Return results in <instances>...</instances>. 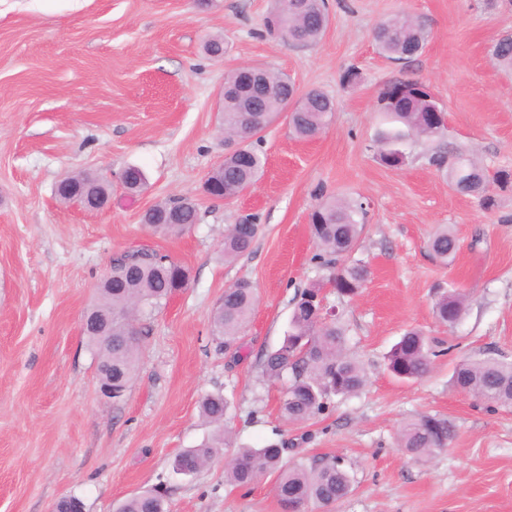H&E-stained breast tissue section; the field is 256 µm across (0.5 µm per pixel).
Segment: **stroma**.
<instances>
[{
    "label": "stroma",
    "instance_id": "obj_1",
    "mask_svg": "<svg viewBox=\"0 0 512 512\" xmlns=\"http://www.w3.org/2000/svg\"><path fill=\"white\" fill-rule=\"evenodd\" d=\"M330 20L313 45L285 41L265 20L272 0H0V512H50L65 495L86 512H114L155 486L170 512H281L275 477L248 487L224 479L222 452L198 474L172 462L218 433L201 414L210 394L231 402L239 446L290 443L288 461L340 455L354 490L324 512H512V406L457 390L455 364L491 355L512 361V189L486 210L448 186L429 164L438 149L474 156L489 171L512 170V74L490 49L512 32V0H328ZM398 13L428 32L407 65L380 53L375 25ZM221 36L222 61L205 55ZM242 64L284 73L299 91L318 88L336 111L314 138L286 120L257 142L264 172L231 201L203 184L228 149L219 110L224 75ZM359 73L347 85V68ZM425 84L447 115L441 141L414 137L408 163L376 158L381 91ZM148 187L128 193L127 166ZM104 176L108 209L62 202L57 183ZM368 205L358 258L371 275L339 298L314 259L309 217L320 196ZM191 198L199 221L182 234L154 232L143 212ZM254 216L249 253L225 261L226 225ZM449 227L458 249L436 260L428 241ZM147 246L189 272V285L146 322L139 370L125 396L101 395L96 361L81 334L97 282L115 254ZM252 283L256 304L238 349L213 332L226 288ZM322 284L362 363L365 387L301 424L279 412L283 383L262 372L263 355L288 329L293 301ZM455 289L465 311L452 327L433 314L437 292ZM415 327L442 349L423 378L400 382L384 356ZM448 420L447 448L414 457L398 448L402 424Z\"/></svg>",
    "mask_w": 512,
    "mask_h": 512
}]
</instances>
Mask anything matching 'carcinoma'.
<instances>
[{
    "label": "carcinoma",
    "mask_w": 512,
    "mask_h": 512,
    "mask_svg": "<svg viewBox=\"0 0 512 512\" xmlns=\"http://www.w3.org/2000/svg\"><path fill=\"white\" fill-rule=\"evenodd\" d=\"M275 7L266 18L269 31L298 44L318 42L328 25L325 0H274ZM373 37L381 51L392 61L409 63L423 50L427 34L417 18L399 13L375 26ZM493 65L512 72V34H503L492 48ZM239 70L224 78V133L246 142L274 122L288 106L293 111L288 126L293 135L308 139L321 131L332 119L335 102L325 92L311 89L298 92L288 77L267 69L255 71L252 87L244 92L236 89ZM405 91L380 106L387 128L379 133L378 161L398 169L407 158L408 137L417 135L429 140L444 137L446 127L433 109L435 102L426 87L413 80L401 82ZM430 163L446 171L448 184L456 192L471 195L489 210L496 205L489 184L504 189L512 185V172L499 170L489 177L486 169L464 153L439 151ZM264 166L263 158L249 145L240 152L224 153V161L215 167L207 182L216 187L219 196L231 200L254 184ZM122 182L134 194L146 186L144 172L131 166L124 170ZM60 200L71 202L79 197L85 207L94 210L111 197L108 186L87 173L66 178L58 186ZM367 204L359 199L329 198L319 203L311 214V232L319 253L316 258L328 269V282L339 296H350L362 289L369 270L366 263L354 257L363 230ZM198 220V204L188 198H172L159 202L141 216L142 223L165 233H181ZM259 225L249 217L231 224L224 232V258L232 260L249 252L258 235ZM433 254L448 260L457 249L453 233L443 228L430 241ZM189 284L188 271L168 256L140 248L113 259L112 285L96 289V301L90 308L112 311V321L99 323L86 336L93 351L100 380L112 381V389L125 391L139 362L143 336L135 323L139 318L160 308L176 290ZM320 290L302 291L294 302L289 330L276 349L264 354L263 373L272 380L288 378L281 403L283 417L291 423H304L324 413L335 397H348L366 384L364 367L346 351V330L338 318L319 307ZM256 302L254 288L244 280L224 290L213 317L216 334L224 344L234 345L248 322ZM463 295L449 292L435 302L434 313L442 323L460 321ZM440 352L426 336L411 328L387 353V369L401 381L422 378ZM454 385L484 400L501 406H512V362L492 356L466 359L454 368ZM202 415L212 423H225L230 418V402L222 394L209 395L200 405ZM453 435L447 420L423 415L403 424L399 445L413 456H429L448 447ZM224 445L218 437L211 443L191 448L175 458L174 470L197 472ZM284 444L271 443L260 448L243 447L236 451L225 470V478L236 486H248L263 474H276L275 494L281 506L292 512H304L314 503L330 507L354 490V480L344 458L325 456L309 463L283 464ZM166 494L160 490L145 491L119 504L117 512H166Z\"/></svg>",
    "instance_id": "obj_1"
}]
</instances>
